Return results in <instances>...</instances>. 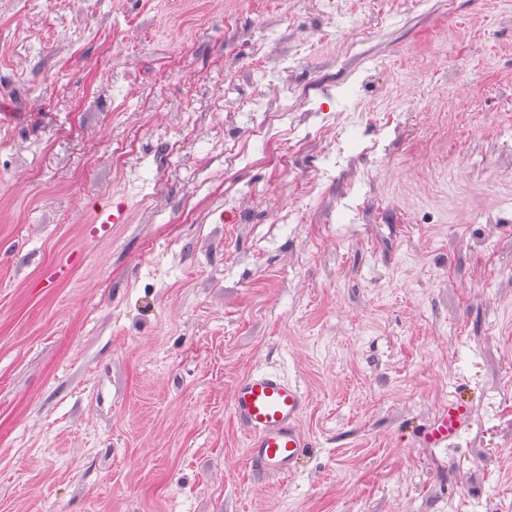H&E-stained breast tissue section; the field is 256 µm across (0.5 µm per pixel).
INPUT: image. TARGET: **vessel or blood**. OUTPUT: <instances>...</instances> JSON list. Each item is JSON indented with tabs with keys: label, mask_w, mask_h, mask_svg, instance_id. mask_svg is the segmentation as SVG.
I'll use <instances>...</instances> for the list:
<instances>
[{
	"label": "vessel or blood",
	"mask_w": 512,
	"mask_h": 512,
	"mask_svg": "<svg viewBox=\"0 0 512 512\" xmlns=\"http://www.w3.org/2000/svg\"><path fill=\"white\" fill-rule=\"evenodd\" d=\"M306 399L299 387L275 371L241 378L232 395L234 418L247 437V452L263 475L285 476L308 446L300 419ZM468 403L452 396L423 438L435 447L460 437L468 421Z\"/></svg>",
	"instance_id": "obj_1"
}]
</instances>
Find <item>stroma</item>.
Wrapping results in <instances>:
<instances>
[{"mask_svg": "<svg viewBox=\"0 0 512 512\" xmlns=\"http://www.w3.org/2000/svg\"><path fill=\"white\" fill-rule=\"evenodd\" d=\"M223 2L0 0V512H512V0ZM288 98V104H283L281 100L278 103H271L269 101H265L261 98L259 101L251 102L249 112H264L262 121L260 123H255L252 127V132L254 136H260L265 133L266 129L270 125V116L277 117L278 121L291 120L295 117L296 112H300V106L297 102V97L292 95ZM292 101L289 104V101ZM266 113H268L266 115ZM290 122V123H291ZM306 399L299 387L275 371L241 378L232 395L234 418L247 437V452L263 475L286 476L308 442L300 427ZM468 401L456 393L448 400V408L442 410L433 424L424 432L423 438L431 447L448 445L460 437L468 421Z\"/></svg>", "mask_w": 512, "mask_h": 512, "instance_id": "obj_1", "label": "stroma"}]
</instances>
